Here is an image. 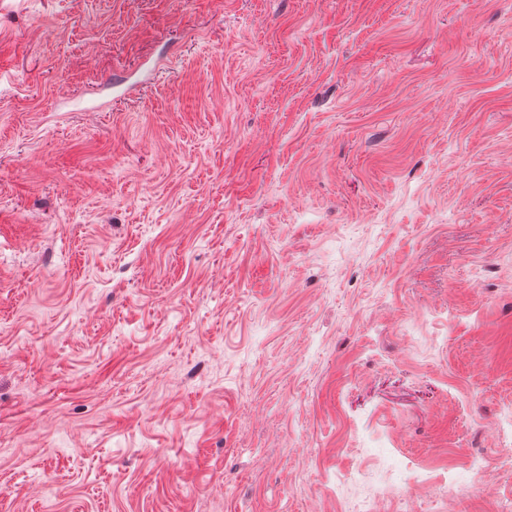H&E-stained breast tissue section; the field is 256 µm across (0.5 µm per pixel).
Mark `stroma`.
<instances>
[{
    "mask_svg": "<svg viewBox=\"0 0 512 512\" xmlns=\"http://www.w3.org/2000/svg\"><path fill=\"white\" fill-rule=\"evenodd\" d=\"M504 435L512 0H0V512H488Z\"/></svg>",
    "mask_w": 512,
    "mask_h": 512,
    "instance_id": "stroma-1",
    "label": "stroma"
}]
</instances>
